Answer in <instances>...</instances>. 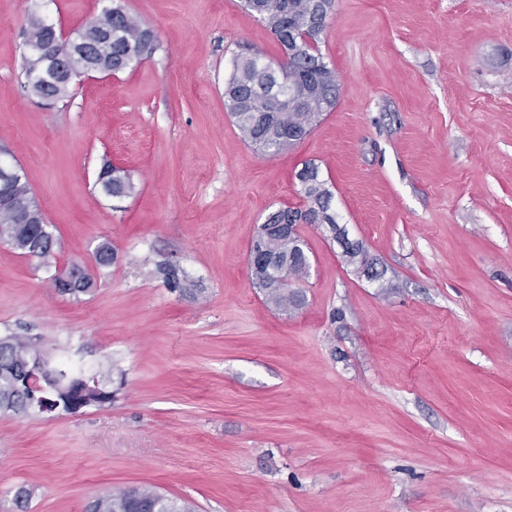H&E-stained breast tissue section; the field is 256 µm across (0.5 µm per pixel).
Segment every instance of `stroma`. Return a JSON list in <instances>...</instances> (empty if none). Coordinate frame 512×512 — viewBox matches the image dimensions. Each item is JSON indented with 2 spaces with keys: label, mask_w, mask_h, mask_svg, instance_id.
I'll return each instance as SVG.
<instances>
[{
  "label": "stroma",
  "mask_w": 512,
  "mask_h": 512,
  "mask_svg": "<svg viewBox=\"0 0 512 512\" xmlns=\"http://www.w3.org/2000/svg\"><path fill=\"white\" fill-rule=\"evenodd\" d=\"M120 2L152 53L51 104L25 88L28 16L73 35L108 0H0V160L55 241L45 259L0 243V336L41 337L114 395L0 412V512L141 485L196 512H512V0H335L336 106L276 155L224 108L240 46L281 55L243 0ZM308 161L386 274L300 225L304 303L283 311L247 257L269 212L302 206ZM107 163L130 197L100 190ZM74 263L95 280L77 297L51 282Z\"/></svg>",
  "instance_id": "1"
}]
</instances>
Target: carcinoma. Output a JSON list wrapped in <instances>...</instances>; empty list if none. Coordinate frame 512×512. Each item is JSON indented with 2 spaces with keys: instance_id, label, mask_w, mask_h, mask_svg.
Returning a JSON list of instances; mask_svg holds the SVG:
<instances>
[{
  "instance_id": "1",
  "label": "carcinoma",
  "mask_w": 512,
  "mask_h": 512,
  "mask_svg": "<svg viewBox=\"0 0 512 512\" xmlns=\"http://www.w3.org/2000/svg\"><path fill=\"white\" fill-rule=\"evenodd\" d=\"M334 0H244V7L270 30L288 60L273 61L259 51L249 50L233 58L224 78V106L244 139L265 153H279L303 141L321 122L324 113L336 106L340 77L324 61L319 41L327 27ZM33 42L53 44L55 26L45 20H28ZM92 41L87 63L112 66L119 72L139 63L154 48L151 29L128 14L122 5L112 7V15L99 14L86 26ZM302 208L285 207L269 213L267 224H314L336 230L332 211L333 193L319 167L307 162L297 173ZM135 184L125 171L112 169V197L133 193ZM44 219L37 215L30 224H13L12 217L0 212L4 242L21 253L39 238ZM306 244L298 229L269 237L264 248L284 270V279L265 287L268 300L283 310L303 303L300 292L288 287L309 272ZM346 261L358 270L370 269L374 259L361 242L353 243ZM25 344L18 336L0 337V411L28 415L25 396L18 385V374ZM161 494L151 487H127L97 496L85 512H132L134 500L148 505Z\"/></svg>"
}]
</instances>
